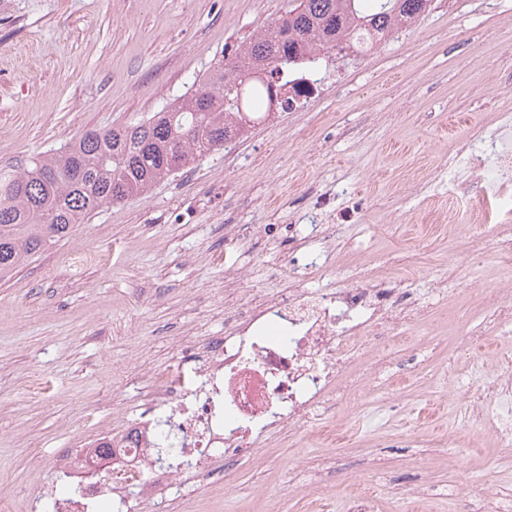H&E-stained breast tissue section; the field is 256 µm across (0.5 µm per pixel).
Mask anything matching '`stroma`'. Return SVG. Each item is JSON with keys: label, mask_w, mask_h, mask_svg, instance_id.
Segmentation results:
<instances>
[{"label": "stroma", "mask_w": 512, "mask_h": 512, "mask_svg": "<svg viewBox=\"0 0 512 512\" xmlns=\"http://www.w3.org/2000/svg\"><path fill=\"white\" fill-rule=\"evenodd\" d=\"M287 10L288 0H0V168L157 111ZM511 55L512 0H433L406 39L337 60L336 84L305 111L274 113L233 151L103 206L1 277L0 501L35 512L61 483L60 449L138 414L150 372L184 339L223 335L225 265L246 266L245 287H287L311 190L361 199L360 223L344 228L353 245L336 253L341 268L368 263L381 277V257L427 240L410 284L425 320L371 384L386 430L369 433L338 406L344 442L314 432L297 448L266 440L235 470L219 463L185 483L173 512H345L362 486L376 493L374 512H471L484 482L496 501H512V470L493 438L465 448L431 439L460 428L480 383L475 362L495 368L504 351L490 339L473 354L451 349L483 330L479 291L503 273L475 260L464 228L432 223L412 183L438 171L469 117L490 128L512 112V89L498 81ZM89 248L105 265H68ZM452 265L473 270L471 292L436 290ZM415 429L426 440H413Z\"/></svg>", "instance_id": "35a3bbf8"}]
</instances>
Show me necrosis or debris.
Instances as JSON below:
<instances>
[{
	"instance_id": "4bbe7bcc",
	"label": "necrosis or debris",
	"mask_w": 512,
	"mask_h": 512,
	"mask_svg": "<svg viewBox=\"0 0 512 512\" xmlns=\"http://www.w3.org/2000/svg\"><path fill=\"white\" fill-rule=\"evenodd\" d=\"M329 76L325 67L289 76L286 90L269 94L267 112L303 111ZM457 142L447 168L448 193L459 202L448 209L447 222L466 229L480 258L511 266L512 236L488 227L512 222V113H499L490 130L465 127ZM357 214L355 206L339 209L319 199L304 215L305 236L335 240L339 222ZM385 264L391 275L383 280L368 264L345 273L334 268L330 251L306 252L289 259L291 286L276 296L244 288L241 273L228 272L223 335L188 340L157 375L141 412L121 431L91 439V446L105 448L111 487L85 479L81 454L68 453L60 472L74 491L53 497L52 512H99L107 500L114 512H171L178 478L207 475L213 450L237 464L253 458L274 432L294 445L315 428L327 440L340 434L325 412L339 400L372 409L368 379H355V372L365 367L377 376L394 338L424 317L406 300L405 284L419 271L415 256L397 253ZM322 274L335 278V287L305 288ZM479 432L512 448L511 354L473 393L463 429L450 441L462 444ZM173 436L180 458L160 462L156 452Z\"/></svg>"
}]
</instances>
